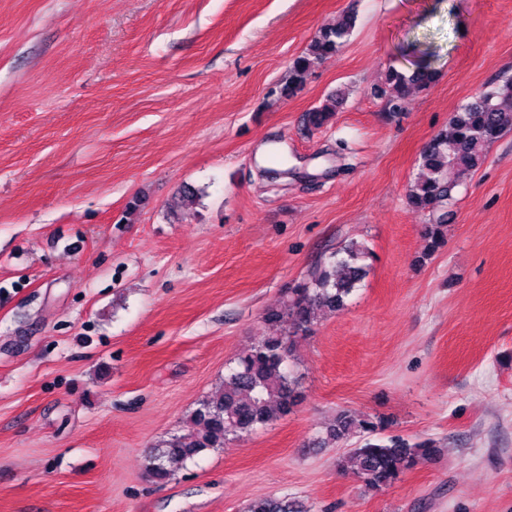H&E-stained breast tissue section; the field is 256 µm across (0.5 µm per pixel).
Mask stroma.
Here are the masks:
<instances>
[{
    "label": "stroma",
    "mask_w": 512,
    "mask_h": 512,
    "mask_svg": "<svg viewBox=\"0 0 512 512\" xmlns=\"http://www.w3.org/2000/svg\"><path fill=\"white\" fill-rule=\"evenodd\" d=\"M348 12L347 45L282 95ZM411 42L439 76L392 116L374 91ZM500 76L512 0H0V512H512V131L455 188L435 255L406 199ZM352 239L373 256L298 341L300 404L147 478L278 332L266 312ZM342 410L438 452L365 490L336 465ZM343 99L342 95L336 93L331 95L329 99H326L321 105L309 110V123L315 127H322L325 125L333 113L336 112V108L341 105ZM245 512H307L296 500L284 498L261 497L253 500Z\"/></svg>",
    "instance_id": "stroma-1"
}]
</instances>
